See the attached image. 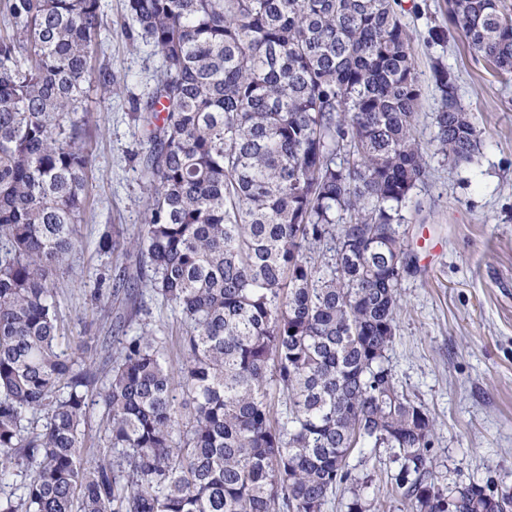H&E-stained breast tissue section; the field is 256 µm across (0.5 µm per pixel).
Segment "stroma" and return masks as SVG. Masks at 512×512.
I'll return each mask as SVG.
<instances>
[{
  "mask_svg": "<svg viewBox=\"0 0 512 512\" xmlns=\"http://www.w3.org/2000/svg\"><path fill=\"white\" fill-rule=\"evenodd\" d=\"M414 36L421 89L417 135L433 137L440 107L432 64L442 59L456 77L461 106L481 132L475 164L429 157V174L413 192L419 209L407 212V238L416 256L401 284L400 315L387 353L400 390L435 418L431 470L442 482L472 481L512 493V75L498 76L456 31L443 43L430 31L448 25V0H401ZM104 43L122 94L95 96L86 119L92 130L81 241L69 272L55 288L74 358L102 367L99 339L109 333L116 300L91 294L110 257L97 248L104 225L136 232L144 222L140 166L147 138L131 119L133 105L153 87L159 58L131 43L124 0H101ZM393 453L377 448L350 458L351 476L324 512H410L392 477Z\"/></svg>",
  "mask_w": 512,
  "mask_h": 512,
  "instance_id": "obj_1",
  "label": "stroma"
}]
</instances>
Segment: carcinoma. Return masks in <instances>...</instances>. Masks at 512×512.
<instances>
[{
  "label": "carcinoma",
  "mask_w": 512,
  "mask_h": 512,
  "mask_svg": "<svg viewBox=\"0 0 512 512\" xmlns=\"http://www.w3.org/2000/svg\"><path fill=\"white\" fill-rule=\"evenodd\" d=\"M0 26V512H323L354 450L390 448L411 512H512L430 470L435 423L387 353L412 262L405 215L429 148L471 163L473 118L441 61L435 135L398 0H125L160 57L133 120L150 144L145 224L104 373L78 363L53 276L78 245L101 0H3ZM471 49L512 73L503 0H448ZM180 315L181 360L140 289ZM285 400L274 415L271 390ZM192 405L187 420L181 408ZM103 452L83 457L94 407Z\"/></svg>",
  "instance_id": "carcinoma-1"
}]
</instances>
